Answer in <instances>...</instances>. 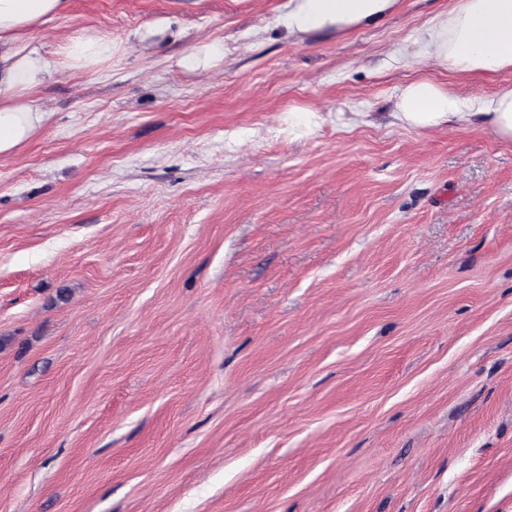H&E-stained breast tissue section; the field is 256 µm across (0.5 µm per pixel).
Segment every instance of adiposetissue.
<instances>
[{
	"label": "adipose tissue",
	"mask_w": 512,
	"mask_h": 512,
	"mask_svg": "<svg viewBox=\"0 0 512 512\" xmlns=\"http://www.w3.org/2000/svg\"><path fill=\"white\" fill-rule=\"evenodd\" d=\"M65 0H0V154L13 152L42 126L46 114L31 93L50 83L61 68L90 70L111 59L110 39L87 34L68 40L59 56L47 55L28 32L54 18ZM399 0H288L279 19L287 36L344 33L372 25ZM422 55L433 65L472 77L512 70V0H457L433 19L421 36ZM397 117L407 126L431 129L483 123L512 141V85L488 99L464 100L446 85L422 78L406 85Z\"/></svg>",
	"instance_id": "ef3b65f1"
}]
</instances>
